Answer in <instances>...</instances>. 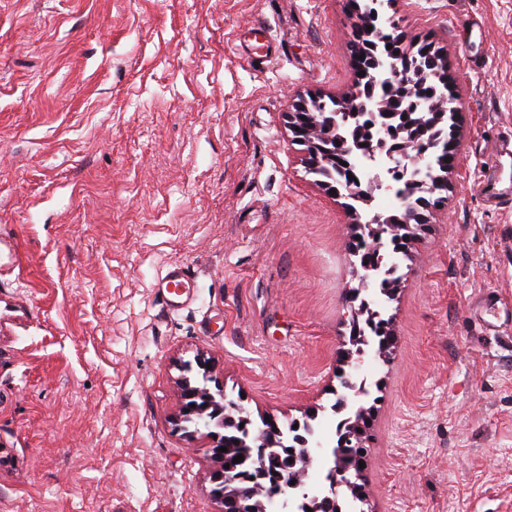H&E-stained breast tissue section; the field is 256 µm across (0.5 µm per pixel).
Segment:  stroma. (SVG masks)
Listing matches in <instances>:
<instances>
[{
	"instance_id": "stroma-1",
	"label": "stroma",
	"mask_w": 512,
	"mask_h": 512,
	"mask_svg": "<svg viewBox=\"0 0 512 512\" xmlns=\"http://www.w3.org/2000/svg\"><path fill=\"white\" fill-rule=\"evenodd\" d=\"M384 14L456 78L459 170L395 258L388 360L362 357L350 508L512 512V206L481 194L512 180V0ZM354 23L346 0H0V512H221L171 425L200 356L252 421L335 425L355 219L284 114L347 96ZM481 192L484 200L488 203H509L512 206V181H503L495 171L484 177L481 183ZM159 290L165 297L166 306L177 309L192 300L193 280L185 267L173 265L162 277Z\"/></svg>"
}]
</instances>
